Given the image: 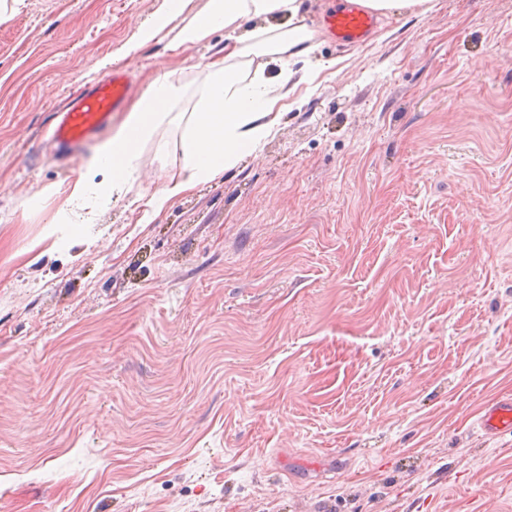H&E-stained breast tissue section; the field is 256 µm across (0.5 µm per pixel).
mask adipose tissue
Here are the masks:
<instances>
[{
	"instance_id": "ef3b65f1",
	"label": "adipose tissue",
	"mask_w": 512,
	"mask_h": 512,
	"mask_svg": "<svg viewBox=\"0 0 512 512\" xmlns=\"http://www.w3.org/2000/svg\"><path fill=\"white\" fill-rule=\"evenodd\" d=\"M186 4L187 0H171L168 10L141 24L140 41L164 34L174 48L190 49L220 31L226 43L222 54L206 66V78L195 89L197 109L187 117L180 136L158 143L159 152L180 155L184 176L153 195L150 205L156 211L197 184L214 179L271 135L279 118L275 105L292 77L290 65L314 48L313 31L298 17V0H207L201 11L174 25V17ZM276 17L287 18V25H273ZM245 21L255 22V29L242 31ZM273 64L279 71L267 76ZM181 94V87L168 75L153 79L72 185L60 212L66 223H85L89 204L125 191L141 144L153 138Z\"/></svg>"
}]
</instances>
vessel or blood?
<instances>
[{"label":"vessel or blood","mask_w":512,"mask_h":512,"mask_svg":"<svg viewBox=\"0 0 512 512\" xmlns=\"http://www.w3.org/2000/svg\"><path fill=\"white\" fill-rule=\"evenodd\" d=\"M376 24V17L361 0H346L323 18V25L332 40L352 45L364 43ZM132 89L128 72L122 68L114 69L57 112L53 140L73 150L95 140L111 124L115 113L124 109ZM478 424L488 435L511 432L512 400L492 403L483 411Z\"/></svg>","instance_id":"b4317fda"}]
</instances>
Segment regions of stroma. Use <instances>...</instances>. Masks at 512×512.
<instances>
[{
	"instance_id": "1",
	"label": "stroma",
	"mask_w": 512,
	"mask_h": 512,
	"mask_svg": "<svg viewBox=\"0 0 512 512\" xmlns=\"http://www.w3.org/2000/svg\"><path fill=\"white\" fill-rule=\"evenodd\" d=\"M300 0L259 150L160 212L146 142L95 223H53L92 141L54 114L112 57L192 112L215 33L126 55L166 0H25L0 23V512H512V0L329 39ZM478 424L487 435H498L512 431V400L492 403L479 417Z\"/></svg>"
}]
</instances>
